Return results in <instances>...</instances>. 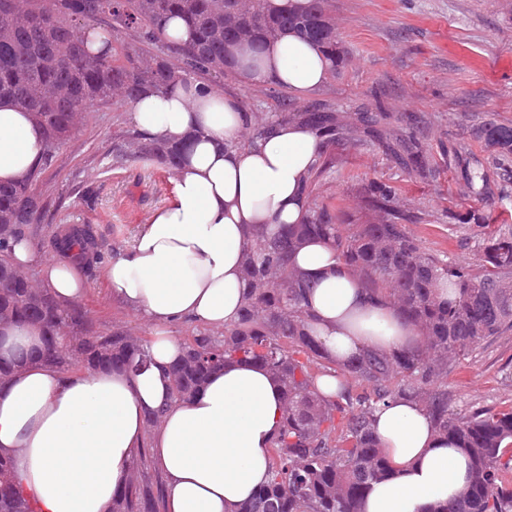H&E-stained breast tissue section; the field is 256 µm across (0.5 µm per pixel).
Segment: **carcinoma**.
I'll return each instance as SVG.
<instances>
[{
	"label": "carcinoma",
	"instance_id": "1",
	"mask_svg": "<svg viewBox=\"0 0 512 512\" xmlns=\"http://www.w3.org/2000/svg\"><path fill=\"white\" fill-rule=\"evenodd\" d=\"M109 18L112 32L133 30L140 41L159 43L158 30L170 16L180 17L188 39L168 45L183 70L174 71L162 57L141 64L139 52L123 57H93L76 28ZM246 43L259 53L270 34L293 33L330 51L341 60L336 20L329 0H302L284 9L253 0L247 15L236 0H0V99L8 98L33 114L44 131L43 165L53 162L59 146L76 126L75 118L94 100L116 91L133 102L146 89L162 90L195 74H222L230 48L244 31ZM387 114L359 117L364 138L382 147L405 172L434 180L452 171L481 203L489 200L491 178L512 182V126L492 114L470 126L488 157L481 160L457 143H448L434 159L414 128L401 134L385 127ZM296 122L320 138L323 152L306 179L308 197H317L336 166V147L352 140L354 125L340 124L332 108L295 112L283 109L263 117L247 116L249 145L274 124ZM186 144H169L144 134L115 138L113 156L121 161L151 160L170 171ZM36 168L19 183L0 185V224L12 225L0 239V313L16 324L37 326L48 336L38 353L17 347L16 361L44 364L63 373L83 370H134L144 361L147 342L121 328L94 330L82 310L64 306L49 288L18 281L12 272L10 244L34 234L45 204L36 194ZM371 218L347 228L330 210L312 203L298 224L274 233L262 226L246 232L243 274L249 285L238 321L224 335L203 330L182 341V355L171 367L175 400L192 399L209 375L227 362H255L283 389V411L271 448L268 480L236 512H361L372 485L392 477L373 429L380 405L397 397L417 402L439 435L452 439L472 463V480L459 498L430 512H512V408L458 412L451 408L448 362L467 356L482 341L512 331V224H494L485 209H473L465 225L476 229L479 262L459 264L426 252L406 232L409 223L429 224V214L410 213L395 205L398 189L371 181L364 187ZM322 238L380 305H391L422 337L415 348L391 352L365 350L340 365L344 381L336 396L325 398L315 379L325 373L320 345L309 333L312 318L310 282L296 274L293 253L305 241ZM90 229L75 230L60 240V249L76 261L90 253ZM446 283L452 295L443 297ZM318 366L313 371L312 366ZM367 390L353 393V385ZM340 422H335V419ZM157 498L138 475L129 476L112 499L111 512H158ZM0 512H39L18 482L0 487Z\"/></svg>",
	"mask_w": 512,
	"mask_h": 512
}]
</instances>
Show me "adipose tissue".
Instances as JSON below:
<instances>
[{
    "label": "adipose tissue",
    "mask_w": 512,
    "mask_h": 512,
    "mask_svg": "<svg viewBox=\"0 0 512 512\" xmlns=\"http://www.w3.org/2000/svg\"><path fill=\"white\" fill-rule=\"evenodd\" d=\"M329 67L327 52L288 34L268 44L256 63L248 50L233 52L241 84L271 80L296 94L320 86ZM130 118L159 141L193 138L171 201L105 271L113 296L155 328L151 363L135 375L65 376L39 365L13 374L0 385V452L15 457L16 477L41 512H110L143 444L145 419L159 410L153 448L167 481V512H233L267 480L282 389L260 365L233 362L214 371L192 400L174 401L169 367L182 345L170 327L187 318L213 328L237 322L247 288L246 232L262 224L272 233L301 220L308 208L304 179L321 145L297 123L273 125L253 145H241L240 98L190 79L146 94ZM43 145L31 114L1 100L0 181L24 179ZM11 256L15 266L37 268L60 303L82 297L85 283L72 264L37 255L24 239L12 243ZM291 264L313 283L310 333L330 360L416 343V328L372 304L326 242L304 243ZM374 419L394 475L372 486L362 512H428L468 485V457L435 431L418 404L389 401Z\"/></svg>",
    "instance_id": "1"
}]
</instances>
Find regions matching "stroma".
Listing matches in <instances>:
<instances>
[{"label": "stroma", "mask_w": 512, "mask_h": 512, "mask_svg": "<svg viewBox=\"0 0 512 512\" xmlns=\"http://www.w3.org/2000/svg\"><path fill=\"white\" fill-rule=\"evenodd\" d=\"M336 32L349 55L340 73L304 95L286 94L275 83L243 85L234 75L204 76L210 88L242 98L246 112L295 110L329 105L340 115L414 113L432 120L426 135L433 155L451 141L467 142L468 127L491 112L512 122V0H331ZM130 105L120 96L88 104L75 130L60 146L35 191L47 205L35 248L56 256L50 241L73 227L91 226L100 262L78 265L87 292L80 301L88 320L103 331L113 326L152 339V329L109 292L108 261L127 249L141 224L171 200V171L148 162H119L112 138L132 129ZM338 163L319 194L340 223L363 215L359 191L372 180L396 183L405 207L433 214L431 224L407 232L424 250L458 263L478 255L468 227L457 218L475 201L452 173L433 181L410 177L375 145L337 147ZM453 408L512 407V332L480 343L448 370Z\"/></svg>", "instance_id": "stroma-1"}]
</instances>
